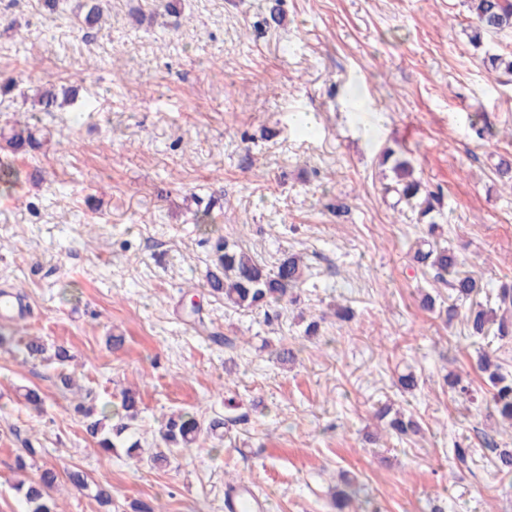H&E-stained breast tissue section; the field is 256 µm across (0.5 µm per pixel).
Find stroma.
Returning a JSON list of instances; mask_svg holds the SVG:
<instances>
[{
	"label": "stroma",
	"mask_w": 512,
	"mask_h": 512,
	"mask_svg": "<svg viewBox=\"0 0 512 512\" xmlns=\"http://www.w3.org/2000/svg\"><path fill=\"white\" fill-rule=\"evenodd\" d=\"M165 2L102 0L106 22L87 40L40 0H0V74L23 91L80 74L94 106H69L78 124H52L40 151L15 158L0 289L23 295L18 326L65 346L66 373L97 404L139 390L146 440L180 409L228 428L167 467L132 466L84 433L53 365L0 348V512H23L15 483L49 467L59 512H107L70 484L74 466L111 489L108 512H224L229 486L251 484L264 512H333L344 473L364 488L356 512H427L438 497L447 512H512V481L479 441L512 443V428L444 386L448 371L483 386L476 349L462 320L421 308V292L448 287L414 264L426 224L393 212L380 164L401 151L441 196L438 244L484 288L512 282V186L495 172L512 154V75L491 74L467 41L464 0H285L278 26L266 0H181L192 22L149 25ZM296 112L313 113L315 137ZM194 193L221 196L208 223L193 221ZM217 233L270 268L302 254L312 277L297 303L269 324L211 295L205 240ZM339 304L350 321L330 316ZM301 313L325 315L321 340L297 341ZM292 342L296 361L280 367L270 350ZM409 370L411 394L396 384ZM23 386L41 391L43 412L25 407ZM389 403L421 433L386 434L374 411ZM28 442L39 452L21 473ZM457 442L473 450L469 468L449 461Z\"/></svg>",
	"instance_id": "35a3bbf8"
}]
</instances>
